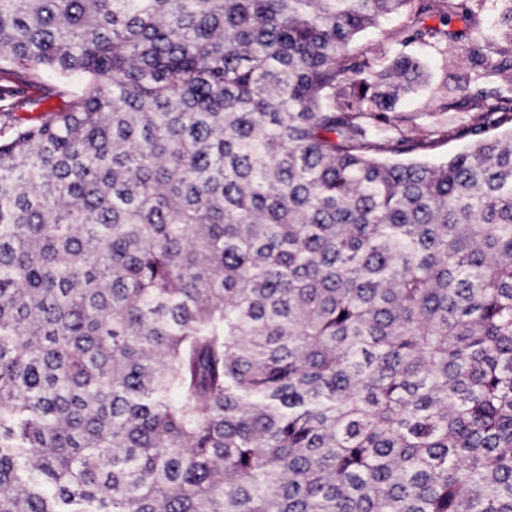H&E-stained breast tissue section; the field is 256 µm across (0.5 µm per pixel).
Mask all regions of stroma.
I'll list each match as a JSON object with an SVG mask.
<instances>
[{"label": "stroma", "mask_w": 512, "mask_h": 512, "mask_svg": "<svg viewBox=\"0 0 512 512\" xmlns=\"http://www.w3.org/2000/svg\"><path fill=\"white\" fill-rule=\"evenodd\" d=\"M450 28L459 34L460 40L444 54L428 45H393L373 31L360 42L369 55L389 60L401 53L423 63L424 70L416 91L399 102L400 129L407 134L433 141L432 147L416 151V158L421 160H445L472 145L471 138L461 134L462 129L471 122L469 113H442L434 109L438 97L448 87L454 86L456 76L473 68L467 53L470 32L465 22L458 18L452 19Z\"/></svg>", "instance_id": "obj_1"}]
</instances>
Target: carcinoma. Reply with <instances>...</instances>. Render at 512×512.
Returning a JSON list of instances; mask_svg holds the SVG:
<instances>
[{
	"instance_id": "cac0c4a2",
	"label": "carcinoma",
	"mask_w": 512,
	"mask_h": 512,
	"mask_svg": "<svg viewBox=\"0 0 512 512\" xmlns=\"http://www.w3.org/2000/svg\"><path fill=\"white\" fill-rule=\"evenodd\" d=\"M479 2L0 0V512H512V89L357 46ZM449 28L461 36L455 48L448 46V51L441 54L437 47L420 44L406 46L392 45L378 32H369L360 42L361 48L368 54L385 59H392L403 53L424 64L422 77L417 91L402 98L397 112L400 117V129L417 137L439 140L432 147L418 150L411 155L390 156L393 159H421L429 161L446 160L457 152L469 149L472 139L461 136L458 131L471 123L470 112H432L437 98L450 91L455 85V78L461 72L478 69L468 56L470 32L459 18H453ZM446 131H448L446 133Z\"/></svg>"
}]
</instances>
